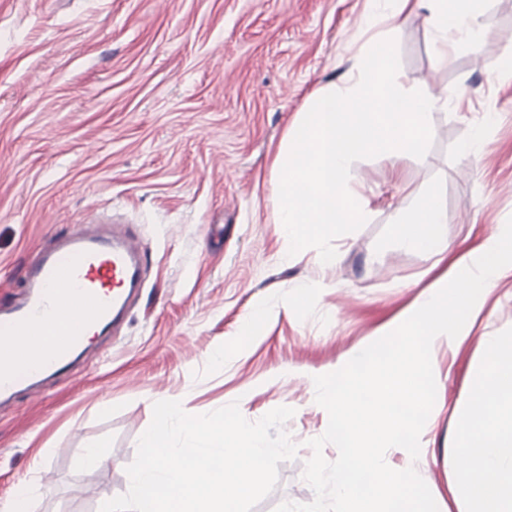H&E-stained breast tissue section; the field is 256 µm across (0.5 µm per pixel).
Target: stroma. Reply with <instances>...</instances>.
Returning <instances> with one entry per match:
<instances>
[{"instance_id":"1","label":"stroma","mask_w":512,"mask_h":512,"mask_svg":"<svg viewBox=\"0 0 512 512\" xmlns=\"http://www.w3.org/2000/svg\"><path fill=\"white\" fill-rule=\"evenodd\" d=\"M374 0H0V300L22 268L81 221L131 231L143 287L120 329L79 362L0 405V502L34 483L29 512H96L126 493V468L175 399L199 415L238 402L248 420L287 406L298 450L252 512L307 503L310 439L327 411L311 375L344 365L415 309L449 266L402 246L396 225L435 194L454 255L476 250L512 216V78L486 61L512 49V0H485L479 49L442 57L429 7L383 24L404 90L444 92L424 157L357 160L366 224L319 264L289 255L274 222L273 161L317 87L343 84L367 41ZM477 154L464 153L476 128ZM271 317L254 336L253 308ZM512 336V271L488 288L466 341L431 350L437 396L416 467L439 512L453 494L457 409L486 336ZM224 358L214 361L216 351ZM100 447L105 461L80 463Z\"/></svg>"}]
</instances>
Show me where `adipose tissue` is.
Segmentation results:
<instances>
[{"mask_svg":"<svg viewBox=\"0 0 512 512\" xmlns=\"http://www.w3.org/2000/svg\"><path fill=\"white\" fill-rule=\"evenodd\" d=\"M433 24L440 34L439 55L449 47L474 44L481 32L474 20L483 0H429ZM446 221L435 198L399 226L400 242L437 256L448 253L441 226ZM484 367L464 396L467 417L456 435L461 468L456 494L467 512H512V336L483 340Z\"/></svg>","mask_w":512,"mask_h":512,"instance_id":"adipose-tissue-1","label":"adipose tissue"}]
</instances>
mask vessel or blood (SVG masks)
<instances>
[{
    "label": "vessel or blood",
    "instance_id": "vessel-or-blood-1",
    "mask_svg": "<svg viewBox=\"0 0 512 512\" xmlns=\"http://www.w3.org/2000/svg\"><path fill=\"white\" fill-rule=\"evenodd\" d=\"M142 263L135 235H92L80 224L39 252L24 268L22 300L0 306V397L36 392L39 376L70 366L84 337L117 327Z\"/></svg>",
    "mask_w": 512,
    "mask_h": 512
}]
</instances>
